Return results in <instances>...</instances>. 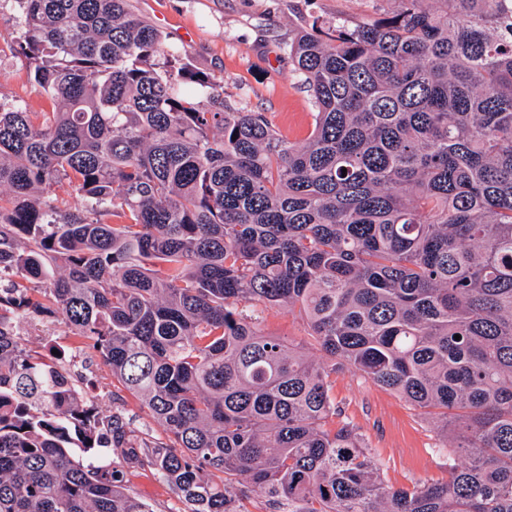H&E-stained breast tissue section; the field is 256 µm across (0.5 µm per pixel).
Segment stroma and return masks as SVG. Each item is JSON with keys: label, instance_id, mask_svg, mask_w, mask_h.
Instances as JSON below:
<instances>
[{"label": "stroma", "instance_id": "35a3bbf8", "mask_svg": "<svg viewBox=\"0 0 512 512\" xmlns=\"http://www.w3.org/2000/svg\"><path fill=\"white\" fill-rule=\"evenodd\" d=\"M133 9L160 29L169 45L186 49L194 67L221 86L225 100L244 111L262 112L277 132L291 141L306 138L313 127L312 97L301 82L287 48L299 28L341 20L360 23L374 17L381 0H131ZM19 0H0V105L29 112H50L53 102L35 83L33 68L21 54ZM262 330L292 340L311 357L318 346L305 321L285 309L265 312ZM22 346L39 353L65 350L61 366L71 379L92 384L100 415L121 413L136 430L165 439L163 428L139 401L113 379L98 353L64 323L42 329L19 318ZM336 425L350 424L365 436L395 488L420 480L442 482L448 465L436 449L443 440L433 422L398 394L340 368L330 377ZM127 486L152 512H181L175 490L149 470L128 474Z\"/></svg>", "mask_w": 512, "mask_h": 512}]
</instances>
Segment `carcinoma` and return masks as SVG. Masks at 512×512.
<instances>
[{
  "mask_svg": "<svg viewBox=\"0 0 512 512\" xmlns=\"http://www.w3.org/2000/svg\"><path fill=\"white\" fill-rule=\"evenodd\" d=\"M20 2L57 109L0 106V512H151L145 468L182 512H512V0L300 29L295 142L129 0ZM21 313L89 340L170 443L95 416ZM338 364L441 422L447 481L394 488L332 426ZM261 328L268 335L287 337L311 357L319 358L322 355L312 336H309L305 321L296 312H288V309L265 312ZM126 484L153 512H177L184 508L175 490L147 468L127 474Z\"/></svg>",
  "mask_w": 512,
  "mask_h": 512,
  "instance_id": "carcinoma-1",
  "label": "carcinoma"
}]
</instances>
